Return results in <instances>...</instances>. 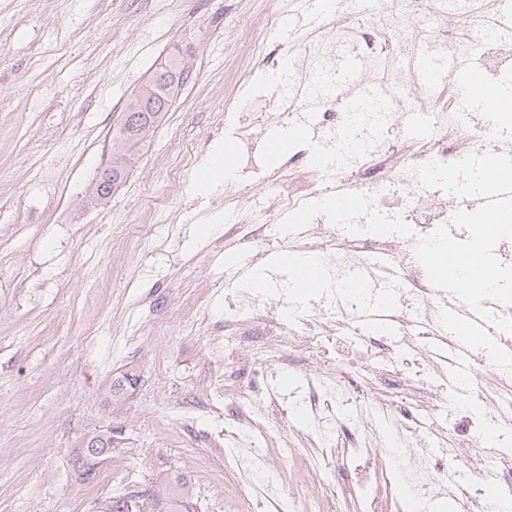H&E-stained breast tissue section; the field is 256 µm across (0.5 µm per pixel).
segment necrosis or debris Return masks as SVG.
Here are the masks:
<instances>
[{
    "label": "necrosis or debris",
    "instance_id": "1",
    "mask_svg": "<svg viewBox=\"0 0 512 512\" xmlns=\"http://www.w3.org/2000/svg\"><path fill=\"white\" fill-rule=\"evenodd\" d=\"M461 6V0H378L347 24L344 35L312 40L298 56L272 64L252 54L239 71L243 82L254 69H271L267 91L249 115L250 129L298 125L308 105L324 114L318 165L269 175L276 191L268 206L241 211L240 223H274L337 172L357 168L372 176L369 211L395 224L382 237L367 224L297 225L287 235L288 247L322 259L326 287L306 296L277 279L247 289L224 311L225 343L246 345L245 355L225 353V364L244 360L274 372L292 353L315 351L326 341L344 345L364 363L348 369L330 361L308 378L297 412L310 424L300 434L305 447L288 451L296 474L287 502L270 478V449L257 445L259 434L271 432L264 395L252 382L234 381L232 408L224 417V456L235 464L236 486L264 487L281 512H338L347 499L358 512H406L407 498L434 504L448 496L461 512H489L488 482L498 487L494 506L512 512V334L490 326L481 340L463 344L442 319L457 299L430 283L414 254L419 238L450 224L454 212L435 203L412 170L447 161L454 153L450 141L468 144L474 132L459 125L455 113L441 111L437 99L407 94L404 63L419 47L441 57L474 48L482 18L472 16L469 30L460 32ZM413 17L429 21L437 38L421 44L419 29L409 23ZM346 54L390 75L395 110L427 112L434 134L420 153L388 167L393 129L380 112L364 113L352 126L350 142L340 139L331 114L350 93L336 80L337 62ZM359 273L368 288H343V280ZM463 347L475 377L469 391L458 395L449 370ZM339 432L347 436L345 463L353 470L340 486L332 475ZM475 439V455L459 463L457 448Z\"/></svg>",
    "mask_w": 512,
    "mask_h": 512
}]
</instances>
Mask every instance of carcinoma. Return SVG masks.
I'll return each instance as SVG.
<instances>
[{
  "label": "carcinoma",
  "mask_w": 512,
  "mask_h": 512,
  "mask_svg": "<svg viewBox=\"0 0 512 512\" xmlns=\"http://www.w3.org/2000/svg\"><path fill=\"white\" fill-rule=\"evenodd\" d=\"M182 59L172 52L145 82L133 98L126 104L124 112L130 119L114 130L116 135H124L130 146L141 145L149 138L151 131L168 111L172 97L186 78L183 77ZM126 175L125 161L109 165L102 170L100 179L92 183L90 198L93 202H101L110 197L113 184L124 180ZM174 486L170 501L176 504L178 512H189L191 504L189 482L181 475L173 477Z\"/></svg>",
  "instance_id": "1"
}]
</instances>
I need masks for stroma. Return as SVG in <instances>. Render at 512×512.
Returning a JSON list of instances; mask_svg holds the SVG:
<instances>
[{
  "label": "stroma",
  "mask_w": 512,
  "mask_h": 512,
  "mask_svg": "<svg viewBox=\"0 0 512 512\" xmlns=\"http://www.w3.org/2000/svg\"><path fill=\"white\" fill-rule=\"evenodd\" d=\"M280 25L254 30L265 54L299 50L337 25L319 0H275ZM252 0H0V512H96L118 491L187 476L200 512H234L224 494L226 294L287 246L276 227L227 241L246 180L202 195L215 142L240 141L262 81L235 98L242 63L224 39ZM190 81L136 151L107 203L81 202L112 159L123 108L173 45ZM183 173L181 191L170 179ZM157 224L151 235L141 224ZM203 224L221 230L198 238ZM135 386L112 396L125 372ZM124 430L97 478L75 481L77 438Z\"/></svg>",
  "instance_id": "35a3bbf8"
}]
</instances>
